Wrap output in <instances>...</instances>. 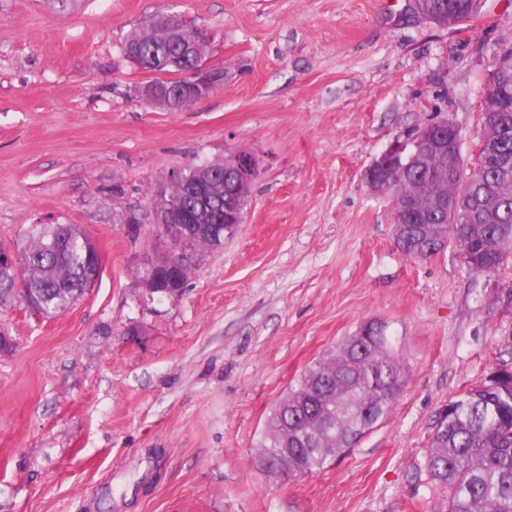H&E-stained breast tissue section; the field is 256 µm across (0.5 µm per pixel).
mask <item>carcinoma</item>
<instances>
[{
	"label": "carcinoma",
	"instance_id": "1",
	"mask_svg": "<svg viewBox=\"0 0 512 512\" xmlns=\"http://www.w3.org/2000/svg\"><path fill=\"white\" fill-rule=\"evenodd\" d=\"M485 0H414L415 13L424 20L446 26L480 17ZM124 55L141 69L162 75L155 83L175 88L187 82L186 74L202 63L204 45L180 60L171 44L162 40H136L127 34ZM502 56L497 82L500 104L487 111L492 135L483 148L479 173L456 169L449 183L439 178L451 164L448 152L431 156L430 164L417 172L398 167L391 174L386 196L390 214L408 225L398 248L412 258L434 254L421 242L420 226L440 224L442 231L469 244L464 264L472 274L494 272L512 252V48ZM196 168L183 172L188 181L172 190L191 214L211 208L189 193ZM455 197L469 222L457 224L439 209L417 207L443 194ZM89 236L73 224H41L18 262V274L0 275V303L19 296L21 284L42 298L46 314L72 306L75 295L87 287L86 249ZM163 258L175 262L192 247L207 249L204 235L173 236ZM406 380L405 366L396 339L382 321L363 324L336 348L306 368L275 404L259 440L261 462L277 476L283 453L291 462L288 477L300 478L324 469L331 457L360 440L363 427L382 421L392 410ZM448 411L435 429L426 462L434 483L448 488L442 512H512V370L500 368L462 396L448 401Z\"/></svg>",
	"mask_w": 512,
	"mask_h": 512
}]
</instances>
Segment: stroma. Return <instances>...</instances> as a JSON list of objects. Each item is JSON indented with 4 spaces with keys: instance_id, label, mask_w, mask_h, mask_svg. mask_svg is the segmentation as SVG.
<instances>
[{
    "instance_id": "1",
    "label": "stroma",
    "mask_w": 512,
    "mask_h": 512,
    "mask_svg": "<svg viewBox=\"0 0 512 512\" xmlns=\"http://www.w3.org/2000/svg\"><path fill=\"white\" fill-rule=\"evenodd\" d=\"M413 0H0V248L75 224L101 277L49 318L0 307V512H437L425 461L439 410L512 368V253L467 271L455 243L414 259L371 161L447 120L473 162L491 54L512 0L472 23ZM212 37L224 86L176 112L126 34L167 14ZM263 169L245 221L178 296L146 299L173 172L236 152ZM142 220L131 236L124 218ZM387 322L407 378L391 412L324 470L273 479L257 441L309 364Z\"/></svg>"
}]
</instances>
